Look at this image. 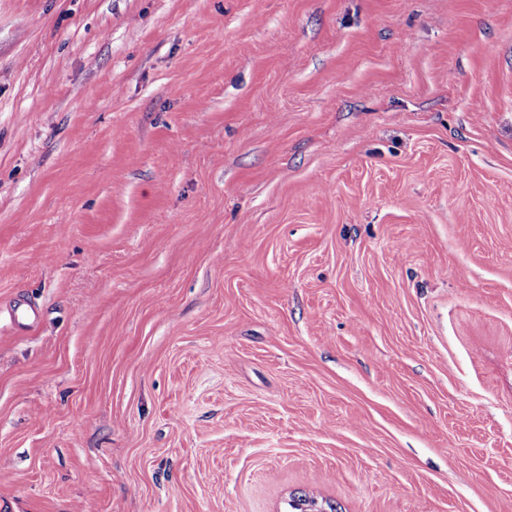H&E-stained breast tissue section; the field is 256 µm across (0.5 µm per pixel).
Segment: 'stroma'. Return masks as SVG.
<instances>
[{
  "label": "stroma",
  "instance_id": "1",
  "mask_svg": "<svg viewBox=\"0 0 512 512\" xmlns=\"http://www.w3.org/2000/svg\"><path fill=\"white\" fill-rule=\"evenodd\" d=\"M300 494L512 512V0H0V503Z\"/></svg>",
  "mask_w": 512,
  "mask_h": 512
}]
</instances>
